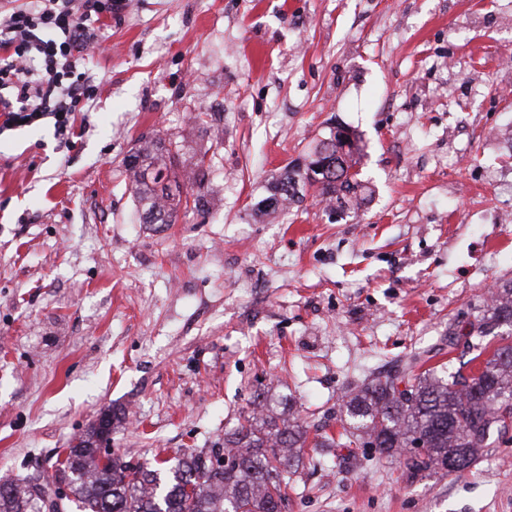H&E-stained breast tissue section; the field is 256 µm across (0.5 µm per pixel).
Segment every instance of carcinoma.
Returning <instances> with one entry per match:
<instances>
[{"mask_svg":"<svg viewBox=\"0 0 512 512\" xmlns=\"http://www.w3.org/2000/svg\"><path fill=\"white\" fill-rule=\"evenodd\" d=\"M179 142L162 138L140 141L125 161L129 189L144 224H172L180 209L205 216L210 201L202 187L203 160L197 175L186 178L191 196L166 192ZM360 153L350 130L321 140L305 168L288 166L273 183L270 204L300 202L308 190L337 203V212L351 214L365 200V186L354 171ZM330 167L310 180L307 170L323 162ZM512 335V279L498 285L492 303L480 310L466 336L480 345L487 333ZM416 358L394 373L363 383L344 403L350 438L336 442L349 447L365 439L381 457L413 456L404 469L411 475L451 473L448 462L465 459L470 467L488 446L503 420L502 405L512 401V343L496 348L477 374L427 370L414 373ZM126 414L106 410L92 421L69 448L65 463L54 474L22 485L0 478V512H40L39 501L64 484L70 496L64 509L79 512H282L288 475L308 447L310 426L300 414L280 411L267 398L256 397L252 415L224 434V447L192 451L177 458L165 476L121 456L102 461V426L115 432Z\"/></svg>","mask_w":512,"mask_h":512,"instance_id":"carcinoma-1","label":"carcinoma"}]
</instances>
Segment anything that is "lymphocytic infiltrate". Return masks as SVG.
<instances>
[{
    "label": "lymphocytic infiltrate",
    "instance_id": "1",
    "mask_svg": "<svg viewBox=\"0 0 512 512\" xmlns=\"http://www.w3.org/2000/svg\"><path fill=\"white\" fill-rule=\"evenodd\" d=\"M122 0H27L0 15V133L51 121L72 136L74 115L89 109L97 85L85 60L104 17Z\"/></svg>",
    "mask_w": 512,
    "mask_h": 512
}]
</instances>
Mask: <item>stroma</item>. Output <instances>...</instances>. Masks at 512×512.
Instances as JSON below:
<instances>
[{
	"label": "stroma",
	"mask_w": 512,
	"mask_h": 512,
	"mask_svg": "<svg viewBox=\"0 0 512 512\" xmlns=\"http://www.w3.org/2000/svg\"><path fill=\"white\" fill-rule=\"evenodd\" d=\"M101 39L71 147L0 134V476L53 472L112 406L132 462L220 448L269 391L322 442L287 512H512V426L450 476L337 445L345 391L482 365L448 327L512 279V0H126ZM200 111L210 213L140 223L125 158ZM334 125L357 214L255 211Z\"/></svg>",
	"instance_id": "35a3bbf8"
}]
</instances>
